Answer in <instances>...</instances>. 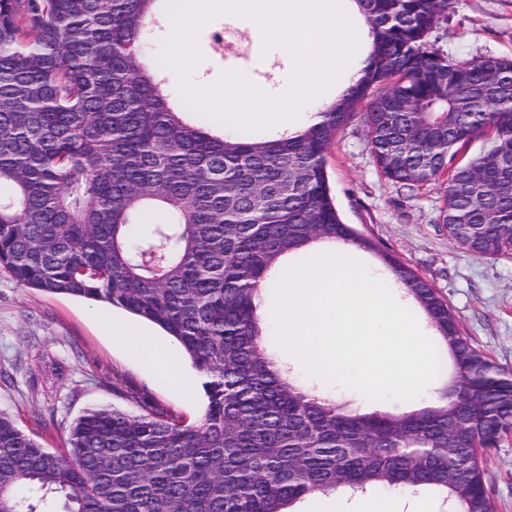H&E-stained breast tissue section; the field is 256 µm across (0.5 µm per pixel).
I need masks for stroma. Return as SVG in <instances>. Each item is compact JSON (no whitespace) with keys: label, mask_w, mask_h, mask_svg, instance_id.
Wrapping results in <instances>:
<instances>
[{"label":"stroma","mask_w":512,"mask_h":512,"mask_svg":"<svg viewBox=\"0 0 512 512\" xmlns=\"http://www.w3.org/2000/svg\"><path fill=\"white\" fill-rule=\"evenodd\" d=\"M448 20L435 31L438 46L458 59L512 56V0H452ZM239 36L227 52L216 31ZM200 54L190 79L209 87L235 71L266 86L288 83L292 71L279 50L264 49L244 17L216 14L196 35ZM336 205L345 223L416 270L447 300L464 333L492 362L512 372V258H479L449 240L438 222L442 195L428 185L408 192L375 168L361 116L340 131L327 155ZM120 309L25 288L0 270V411L42 446L63 451L71 422L93 408L137 412L146 397L164 412L192 423L205 406L203 392H174L161 373L130 358L108 326ZM271 356L291 378L316 394L367 410L408 409V400H371L309 374L301 360L270 338ZM484 479L496 512H512V436L484 456Z\"/></svg>","instance_id":"stroma-1"}]
</instances>
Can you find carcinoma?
Here are the masks:
<instances>
[{
  "instance_id": "carcinoma-1",
  "label": "carcinoma",
  "mask_w": 512,
  "mask_h": 512,
  "mask_svg": "<svg viewBox=\"0 0 512 512\" xmlns=\"http://www.w3.org/2000/svg\"><path fill=\"white\" fill-rule=\"evenodd\" d=\"M157 0H0V268L160 328L203 376L201 418L91 409L62 454L0 411V512H294L317 494L435 492L493 512L482 455L512 434V373L463 336L413 269L343 222L326 154L363 113L388 181L437 184L448 238L512 256V57L432 41L449 0H356L362 75L317 121L270 139L183 119L148 60ZM488 137L464 163L460 150ZM148 207L162 219L143 229ZM374 250L432 323L451 375L434 401L361 412L266 352L261 286L310 244Z\"/></svg>"
}]
</instances>
